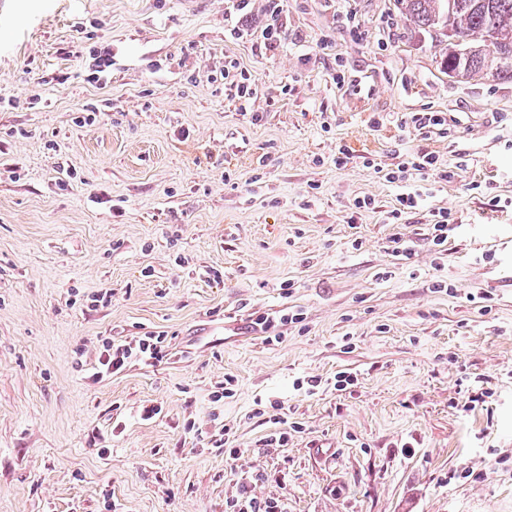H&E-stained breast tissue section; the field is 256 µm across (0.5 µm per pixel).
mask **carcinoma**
<instances>
[{
	"mask_svg": "<svg viewBox=\"0 0 512 512\" xmlns=\"http://www.w3.org/2000/svg\"><path fill=\"white\" fill-rule=\"evenodd\" d=\"M417 31H451L441 57L458 81L512 80V0H395Z\"/></svg>",
	"mask_w": 512,
	"mask_h": 512,
	"instance_id": "cac0c4a2",
	"label": "carcinoma"
}]
</instances>
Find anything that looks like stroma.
Here are the masks:
<instances>
[{
  "label": "stroma",
  "mask_w": 512,
  "mask_h": 512,
  "mask_svg": "<svg viewBox=\"0 0 512 512\" xmlns=\"http://www.w3.org/2000/svg\"><path fill=\"white\" fill-rule=\"evenodd\" d=\"M9 2L0 512H225L244 492L278 512H512V82L449 78L441 33L393 0H285L274 55L231 32L259 30L265 0ZM228 57L259 121L224 94ZM418 112L448 122L418 130ZM412 150L448 177L416 178L392 224L402 187L363 157ZM364 196L376 210L353 212ZM401 231L410 265L387 249ZM289 312L276 341L251 328ZM157 331L162 361L92 380L103 338ZM340 372L352 385L328 388ZM226 436L238 459L212 447Z\"/></svg>",
  "instance_id": "1"
}]
</instances>
